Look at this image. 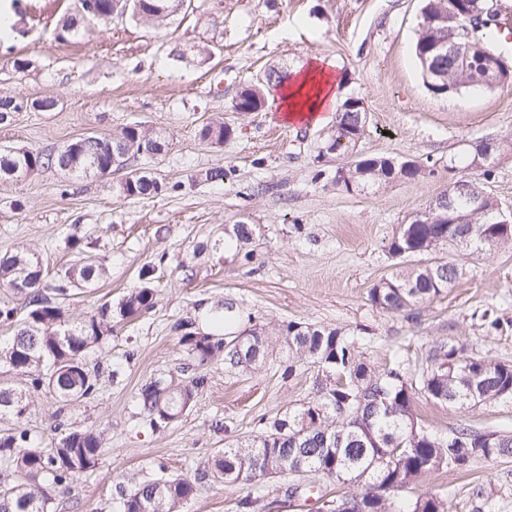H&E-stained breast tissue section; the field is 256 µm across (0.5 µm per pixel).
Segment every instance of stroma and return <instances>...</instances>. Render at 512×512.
Masks as SVG:
<instances>
[{
    "instance_id": "1",
    "label": "stroma",
    "mask_w": 512,
    "mask_h": 512,
    "mask_svg": "<svg viewBox=\"0 0 512 512\" xmlns=\"http://www.w3.org/2000/svg\"><path fill=\"white\" fill-rule=\"evenodd\" d=\"M17 33L0 42V94L33 101L53 97L50 112H17L0 123V150L27 146L55 152L75 138L108 135L140 124L165 135L158 155L130 165L151 173L166 191L145 199L120 196L117 172L78 178L57 168L18 182L0 181V255L24 248L39 257L46 284L85 251L108 269L106 279L69 300L72 319L103 302H119L153 267L154 306L113 318L104 344L107 367L95 397L61 407L35 395L26 420L42 447L53 427L103 431L93 470L58 492L51 512H116L120 490L169 477H194L197 465L225 444L258 435L264 420L310 401L318 369L300 362L284 376L285 358L241 372L207 368L208 383L180 421L151 429L136 397L143 384L179 373L187 353L174 325L230 304L239 321H288L340 327L354 335L362 359L377 371L401 362L408 376L429 365L440 342L465 354L512 365V243L492 250L437 249L460 277L447 296L411 312L374 306L370 288L393 269L384 245L396 225L423 209L450 181L466 175L512 207V154L483 180L472 167L476 142L512 137V82L491 89L432 94L414 54L423 0H191L186 13L148 25L123 15L81 22L76 37H59L79 0H16ZM336 61L339 99L361 98L366 156L415 159L433 175L395 179L361 193L336 185V158L319 159L334 115L316 124L278 116L277 89L261 112H237L245 84L275 69L289 74L308 57ZM29 60L26 71L15 59ZM223 117L236 130L215 148L200 128ZM221 166L228 179L199 180ZM247 222L262 235L249 253L225 251L224 227ZM210 249L195 255L196 245ZM492 309L502 327L486 331L473 312ZM414 411L437 434L470 430L512 435V401L467 410L416 394ZM492 484L512 502V457L484 459L469 475L443 469L403 491L405 499L449 493L450 512H476L472 489ZM282 476L261 482L206 483L182 512H326L312 495L289 496Z\"/></svg>"
}]
</instances>
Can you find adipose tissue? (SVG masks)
<instances>
[{"mask_svg": "<svg viewBox=\"0 0 512 512\" xmlns=\"http://www.w3.org/2000/svg\"><path fill=\"white\" fill-rule=\"evenodd\" d=\"M338 77L334 61L312 57L300 62L281 85L282 112L291 119L321 121L336 109Z\"/></svg>", "mask_w": 512, "mask_h": 512, "instance_id": "adipose-tissue-1", "label": "adipose tissue"}]
</instances>
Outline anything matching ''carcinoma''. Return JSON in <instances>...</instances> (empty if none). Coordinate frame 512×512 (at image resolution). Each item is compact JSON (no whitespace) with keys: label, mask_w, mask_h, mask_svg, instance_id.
Returning a JSON list of instances; mask_svg holds the SVG:
<instances>
[{"label":"carcinoma","mask_w":512,"mask_h":512,"mask_svg":"<svg viewBox=\"0 0 512 512\" xmlns=\"http://www.w3.org/2000/svg\"><path fill=\"white\" fill-rule=\"evenodd\" d=\"M185 0H81L82 11L107 20L112 14L130 9L137 20L154 24L177 14ZM483 9V0H425V15L434 19L420 22L415 55L422 72L444 75L437 80L436 93L450 89L485 88L487 84L477 59L461 64L436 60L427 50L443 24L438 19L450 15L452 26L465 28L472 16ZM492 48L502 44L497 20L485 22L479 32ZM284 76L273 70L265 82L248 84L236 97L234 107L250 112L266 103L267 88L279 86ZM364 134L357 112L338 108L335 123L322 149L326 154H346ZM235 135V129L217 119L200 130L202 139L221 147ZM119 144L127 158L161 153V135L139 124L123 127L110 137L73 144L68 161L74 175L84 176L85 164L92 161L100 170L112 163L109 144ZM61 155L27 147L0 153V172L24 168L28 176L60 165ZM397 174L384 156L370 157L343 175V187L363 192L370 186L393 180ZM466 191L458 196L460 212L467 224H398L385 245L389 255H428L450 242L458 248L484 249V239L493 246L512 242L506 231L491 223L497 199L486 194L475 180H467ZM125 198L150 197L162 193L159 183L141 174L118 184ZM256 224H229L224 227V245L243 248L259 236ZM32 254L18 250L0 256V326L14 329L10 347L0 351V366L23 378L14 386L0 380V420L11 425L0 434V464L12 477V486L0 493V512H49L56 493L75 478L95 467L102 438L94 430H63L57 445L45 450L25 428L32 394L45 390L67 405L94 397L101 373L102 344L112 333V304H102L88 319L73 322L65 301L71 290L99 282L108 270L96 258L82 255L58 275L51 290L57 300L41 293L42 272L30 265ZM28 270L30 288L19 293L11 288L20 269ZM459 270L447 262L431 261L413 268L396 269L377 281L369 291L370 301L389 312L413 311L431 302L454 286ZM154 291L148 286L129 291L118 304V314L132 317L153 307ZM219 333L199 332L195 321L182 319L175 330L181 332L189 362L181 367L178 382L157 377L138 392L137 404L154 428L180 418L190 407L198 390L207 383L204 366L221 360L231 370L251 371L277 353L288 354L283 375L294 373V363L307 360L318 367L321 380L316 395L282 417L263 424L262 431L246 444H231L196 469L194 478L172 477L134 486L122 494L120 512H180L203 481L253 482L277 475H294L298 481L315 478L358 485L360 490L336 496V501L354 503L358 512H448L447 499L437 494L418 497L396 509L398 492L429 474L448 469L468 473L482 459L512 456V437L490 441L487 434L467 428L437 435L418 424L413 413L416 390L427 397L465 409L477 404L512 400V365L482 357L460 356L455 366L446 367L456 347L440 344L433 366L422 373L419 384L409 379L397 362L383 373H374L363 361L356 341L341 328L290 321L280 326L252 323L234 325L231 310L212 313ZM244 336L241 347L226 346Z\"/></svg>","instance_id":"cac0c4a2"}]
</instances>
